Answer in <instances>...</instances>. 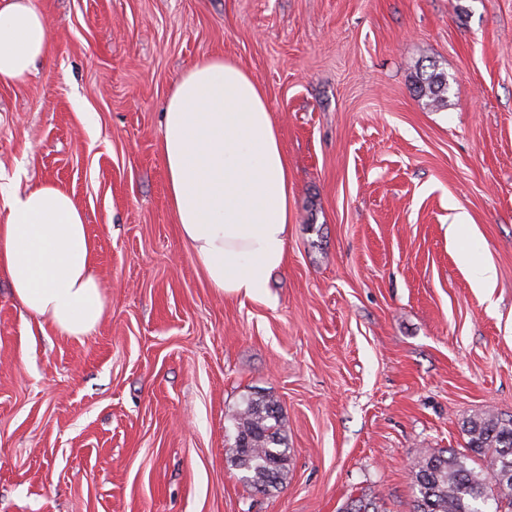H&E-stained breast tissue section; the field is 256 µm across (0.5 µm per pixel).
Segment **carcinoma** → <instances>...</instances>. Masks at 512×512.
<instances>
[{
	"instance_id": "carcinoma-1",
	"label": "carcinoma",
	"mask_w": 512,
	"mask_h": 512,
	"mask_svg": "<svg viewBox=\"0 0 512 512\" xmlns=\"http://www.w3.org/2000/svg\"><path fill=\"white\" fill-rule=\"evenodd\" d=\"M448 75L433 72L416 86L420 97L438 107L446 102ZM231 461L242 480L265 494L282 484L287 475L288 442L278 402L262 398L247 403L234 418ZM467 448L431 454L413 466V512H512V418L485 415L463 428ZM343 512H379L365 496L347 504Z\"/></svg>"
}]
</instances>
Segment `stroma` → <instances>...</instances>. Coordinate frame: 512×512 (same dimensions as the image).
Wrapping results in <instances>:
<instances>
[{
    "label": "stroma",
    "mask_w": 512,
    "mask_h": 512,
    "mask_svg": "<svg viewBox=\"0 0 512 512\" xmlns=\"http://www.w3.org/2000/svg\"><path fill=\"white\" fill-rule=\"evenodd\" d=\"M35 3L54 51L0 84V174L73 196L106 308L67 336L0 275V512H412L419 457L512 417V0ZM217 56L288 158L287 259L257 300L211 288L167 200L164 101ZM259 395L289 446L265 494L229 459ZM449 87L447 74L432 72L419 82L416 86V92L420 97H426L431 106L438 107L447 102Z\"/></svg>",
    "instance_id": "stroma-1"
}]
</instances>
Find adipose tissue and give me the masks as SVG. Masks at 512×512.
<instances>
[{"label": "adipose tissue", "instance_id": "obj_1", "mask_svg": "<svg viewBox=\"0 0 512 512\" xmlns=\"http://www.w3.org/2000/svg\"><path fill=\"white\" fill-rule=\"evenodd\" d=\"M52 50L33 0H0V82H25ZM161 129L170 209L211 287L263 295L286 261L292 200L263 90L234 62L204 59L176 78ZM0 206V273L20 304L62 334L88 335L105 296L83 210L51 182L22 192L0 183Z\"/></svg>", "mask_w": 512, "mask_h": 512}]
</instances>
